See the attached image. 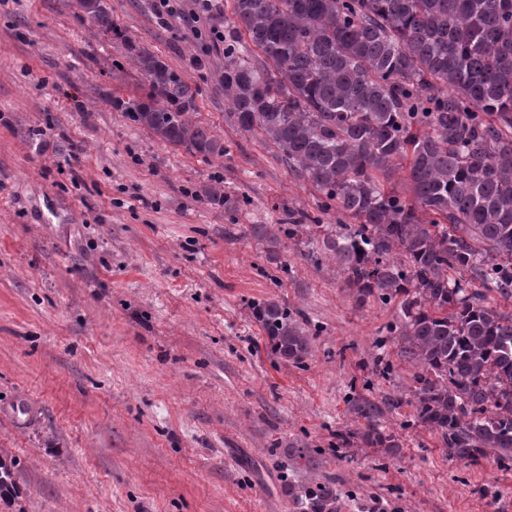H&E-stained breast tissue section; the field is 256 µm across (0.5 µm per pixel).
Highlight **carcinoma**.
<instances>
[{"label": "carcinoma", "mask_w": 512, "mask_h": 512, "mask_svg": "<svg viewBox=\"0 0 512 512\" xmlns=\"http://www.w3.org/2000/svg\"><path fill=\"white\" fill-rule=\"evenodd\" d=\"M110 35L108 0H70ZM224 101L351 223L323 240L358 304H397L383 346L417 368L409 403L455 458L512 460V0H231ZM146 97L112 99L160 143L224 155L191 119L194 93L150 48L126 42ZM405 174L412 195L396 189ZM320 218L288 213V236ZM271 355L301 364L312 337L275 300L251 306ZM369 448H394L360 399ZM287 457L317 465L320 450ZM305 512H339L333 481L292 491Z\"/></svg>", "instance_id": "obj_1"}]
</instances>
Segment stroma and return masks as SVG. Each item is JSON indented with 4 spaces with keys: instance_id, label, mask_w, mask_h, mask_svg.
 <instances>
[{
    "instance_id": "35a3bbf8",
    "label": "stroma",
    "mask_w": 512,
    "mask_h": 512,
    "mask_svg": "<svg viewBox=\"0 0 512 512\" xmlns=\"http://www.w3.org/2000/svg\"><path fill=\"white\" fill-rule=\"evenodd\" d=\"M112 22L178 70L191 116L224 144L205 159L159 143L112 98L145 81L119 41L68 0H0V454L25 489L14 512H303L289 488L332 477L341 512H512V465L451 457L412 424L414 368L373 369L396 310L358 305L319 194L224 101V49L153 0H108ZM202 65H195V58ZM221 183L227 204L207 199ZM321 226L268 242L288 211ZM287 304L313 336L304 364L267 350L253 303ZM383 403L393 448L332 452ZM321 449L309 472L272 443Z\"/></svg>"
}]
</instances>
